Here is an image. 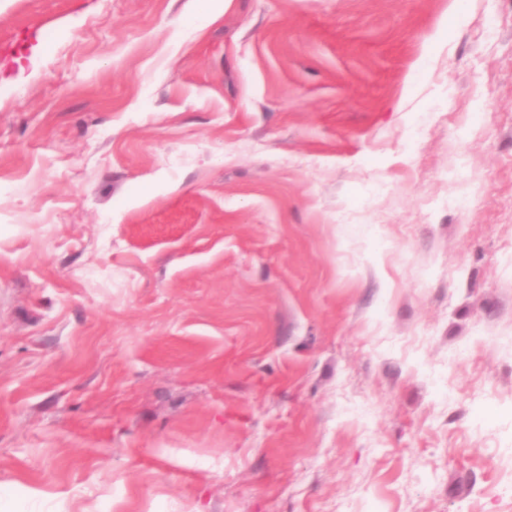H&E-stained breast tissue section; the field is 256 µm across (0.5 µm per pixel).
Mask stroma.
<instances>
[{
    "mask_svg": "<svg viewBox=\"0 0 512 512\" xmlns=\"http://www.w3.org/2000/svg\"><path fill=\"white\" fill-rule=\"evenodd\" d=\"M0 512H512V0H0Z\"/></svg>",
    "mask_w": 512,
    "mask_h": 512,
    "instance_id": "35a3bbf8",
    "label": "stroma"
}]
</instances>
